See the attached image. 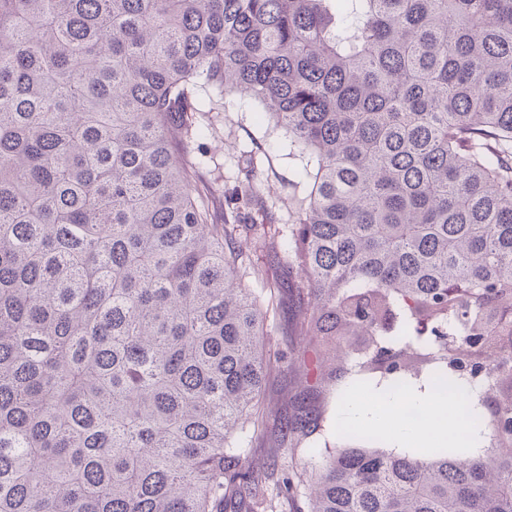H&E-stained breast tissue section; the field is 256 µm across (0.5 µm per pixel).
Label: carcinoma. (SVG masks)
Wrapping results in <instances>:
<instances>
[{"label": "carcinoma", "mask_w": 512, "mask_h": 512, "mask_svg": "<svg viewBox=\"0 0 512 512\" xmlns=\"http://www.w3.org/2000/svg\"><path fill=\"white\" fill-rule=\"evenodd\" d=\"M239 92L307 156L300 335L480 377L490 456L342 448L308 512H512V0H0V512H264V301L172 134Z\"/></svg>", "instance_id": "obj_1"}]
</instances>
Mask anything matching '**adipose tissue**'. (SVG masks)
<instances>
[{"label":"adipose tissue","instance_id":"obj_1","mask_svg":"<svg viewBox=\"0 0 512 512\" xmlns=\"http://www.w3.org/2000/svg\"><path fill=\"white\" fill-rule=\"evenodd\" d=\"M475 397V391L464 382L456 383L445 390L426 388L403 395L393 388L378 393L375 406L368 407L359 402L345 406L338 419L349 426L363 428L382 423L386 415L391 414L398 418L399 413L411 410L421 415L422 421L413 424L398 418L396 433L400 439L427 437L430 429L425 420L435 415L452 418L458 431L469 432L481 419L479 410L473 407Z\"/></svg>","mask_w":512,"mask_h":512}]
</instances>
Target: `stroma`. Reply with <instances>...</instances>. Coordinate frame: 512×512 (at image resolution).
<instances>
[{"instance_id": "obj_1", "label": "stroma", "mask_w": 512, "mask_h": 512, "mask_svg": "<svg viewBox=\"0 0 512 512\" xmlns=\"http://www.w3.org/2000/svg\"><path fill=\"white\" fill-rule=\"evenodd\" d=\"M205 134L190 142L189 149L200 162L196 184L204 190L214 223L272 224L287 231L296 212L303 206L308 187L300 171L304 160L298 148L290 145L284 131L262 120L258 106L235 93H213L207 112L198 114ZM259 188L256 205L237 203L232 191L245 183ZM264 270L266 283L274 285L275 302L267 313L266 347L270 354L291 353V360L276 363L264 396L265 428L253 438L250 454L254 462H274L278 467L300 472L310 478L315 466L335 453L341 443V427L336 418L351 399L371 400L377 389L389 383V376L360 369L349 363L332 378L317 377L301 343L299 323L303 300L283 258L246 251L241 268L248 287L261 290L251 270ZM484 428L464 434L454 442L432 438L428 443L398 441L390 421L361 430L360 444L396 455L416 457L426 453L472 460L489 455L497 443L487 428L495 411L493 398L479 394ZM307 412L306 434H282L280 420L298 412Z\"/></svg>"}]
</instances>
